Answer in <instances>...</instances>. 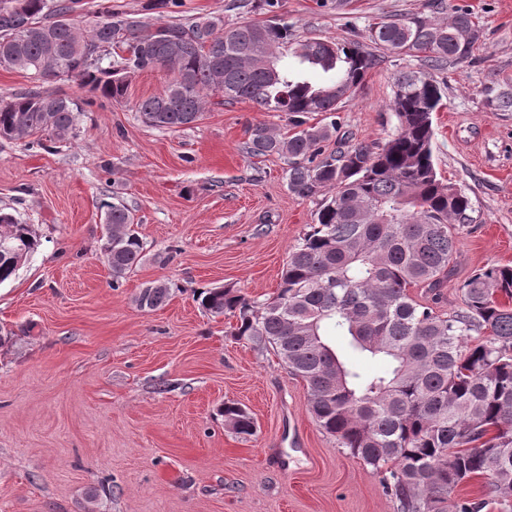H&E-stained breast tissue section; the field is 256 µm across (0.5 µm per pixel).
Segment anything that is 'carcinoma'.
<instances>
[{
  "label": "carcinoma",
  "instance_id": "carcinoma-1",
  "mask_svg": "<svg viewBox=\"0 0 512 512\" xmlns=\"http://www.w3.org/2000/svg\"><path fill=\"white\" fill-rule=\"evenodd\" d=\"M0 0V67L37 80L73 78L91 97L29 89L0 100V137L39 134L65 140L76 116L126 100L129 74L165 69L163 91L136 104L141 120L176 130L197 122L208 97L249 100L286 112L292 130L260 123L244 150L288 159V190L323 195L301 242L288 254L277 292L262 301L238 288L199 293L210 315L236 319L232 335L272 349L307 386L309 412L339 447L383 474L400 512H480L482 502L456 494L475 478L488 481L500 512H512V267L488 266L462 284L464 306L450 315L416 301L423 286L441 299L456 253L455 225L469 221L467 195L443 182L433 156V113L444 88L432 71L465 62L483 37L473 14L446 0L451 22L423 12L371 26L363 44L301 41L277 19L225 26L211 17L190 24L119 16L101 5V25L83 24L75 0ZM385 53L416 57L424 67L397 75L390 108L398 125L382 145L326 151L336 120L309 125L305 115L339 111ZM320 73L310 80L306 72ZM105 257L117 283L144 251L131 211L107 205ZM0 285L35 253L33 225L0 209ZM171 288L154 282L136 302L155 310ZM341 337L344 346L336 345ZM374 360L368 372L353 359ZM236 433H253L241 406L224 405Z\"/></svg>",
  "mask_w": 512,
  "mask_h": 512
}]
</instances>
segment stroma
<instances>
[{"label":"stroma","instance_id":"35a3bbf8","mask_svg":"<svg viewBox=\"0 0 512 512\" xmlns=\"http://www.w3.org/2000/svg\"><path fill=\"white\" fill-rule=\"evenodd\" d=\"M120 15L228 24L278 18L299 39H361L384 17L425 0H110ZM484 37L464 63L435 71L433 115L444 182L470 198L438 308L461 309L460 286L487 265H512V0H450ZM417 59L387 54L337 114L339 137L381 144L395 131V76ZM166 71L132 77L123 104L78 114L74 137L30 147L0 139V209L32 224L41 244L0 284V512H399L381 477L338 448L308 411L305 382L273 350L227 336L228 320L196 301L232 285L255 299L276 291L289 252L317 208L288 190L286 159L248 157L258 123L288 132L287 113L213 96L177 131L147 126L136 103L162 92ZM87 98L77 82H36L0 68V98L32 87ZM121 202L144 241L140 262L113 283L104 203ZM169 283L157 310L138 308L148 283ZM247 408L250 436L219 409Z\"/></svg>","mask_w":512,"mask_h":512}]
</instances>
